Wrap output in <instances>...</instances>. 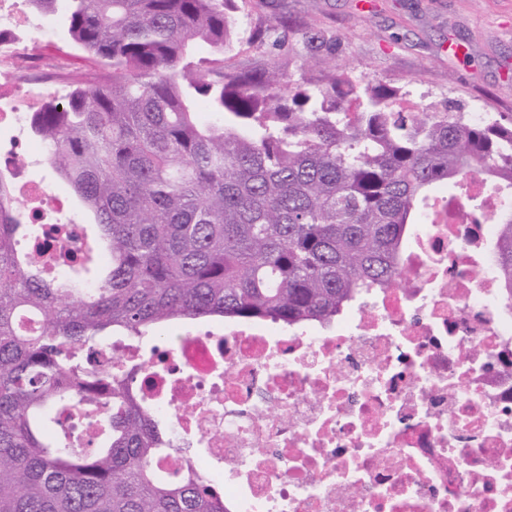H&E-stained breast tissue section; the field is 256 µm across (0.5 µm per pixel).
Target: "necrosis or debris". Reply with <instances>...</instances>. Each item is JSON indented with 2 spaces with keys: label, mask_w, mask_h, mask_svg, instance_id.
<instances>
[{
  "label": "necrosis or debris",
  "mask_w": 512,
  "mask_h": 512,
  "mask_svg": "<svg viewBox=\"0 0 512 512\" xmlns=\"http://www.w3.org/2000/svg\"><path fill=\"white\" fill-rule=\"evenodd\" d=\"M28 0H0V176L58 264L80 225L48 229L65 198L32 179L18 137L53 69L35 51ZM485 223L464 207L421 225L400 281L333 328L228 321L144 349L122 338L101 361L142 367L141 391L173 448L220 467L227 512H512V311Z\"/></svg>",
  "instance_id": "obj_1"
}]
</instances>
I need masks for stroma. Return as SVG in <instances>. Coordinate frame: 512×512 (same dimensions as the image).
Wrapping results in <instances>:
<instances>
[{
  "mask_svg": "<svg viewBox=\"0 0 512 512\" xmlns=\"http://www.w3.org/2000/svg\"><path fill=\"white\" fill-rule=\"evenodd\" d=\"M240 28L228 64L313 78L305 32L333 44L339 70L403 88L405 111L444 101L466 112L512 117V0H237Z\"/></svg>",
  "mask_w": 512,
  "mask_h": 512,
  "instance_id": "obj_1",
  "label": "stroma"
}]
</instances>
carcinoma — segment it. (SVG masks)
Instances as JSON below:
<instances>
[{"instance_id": "1", "label": "carcinoma", "mask_w": 512, "mask_h": 512, "mask_svg": "<svg viewBox=\"0 0 512 512\" xmlns=\"http://www.w3.org/2000/svg\"><path fill=\"white\" fill-rule=\"evenodd\" d=\"M235 0H66V39L94 66L29 132L90 212L94 247L58 275L28 244L0 178V512H226L139 395L99 366L113 336L204 316L328 324L401 275L437 183L484 218L471 180L512 188V119L397 108V86L224 67ZM204 112L210 118L203 121ZM496 267L512 299V198ZM35 322L37 329L27 328ZM76 417L85 440L63 427Z\"/></svg>"}]
</instances>
